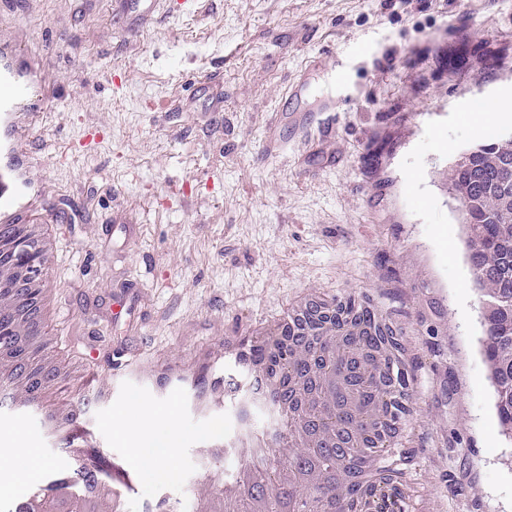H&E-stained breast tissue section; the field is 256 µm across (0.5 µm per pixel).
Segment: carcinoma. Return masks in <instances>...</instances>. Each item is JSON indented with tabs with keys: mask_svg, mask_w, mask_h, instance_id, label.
Returning a JSON list of instances; mask_svg holds the SVG:
<instances>
[{
	"mask_svg": "<svg viewBox=\"0 0 512 512\" xmlns=\"http://www.w3.org/2000/svg\"><path fill=\"white\" fill-rule=\"evenodd\" d=\"M448 183L465 227L468 260L483 291L480 353H512V137L494 131L462 153ZM497 421L512 424V362L492 379Z\"/></svg>",
	"mask_w": 512,
	"mask_h": 512,
	"instance_id": "1",
	"label": "carcinoma"
}]
</instances>
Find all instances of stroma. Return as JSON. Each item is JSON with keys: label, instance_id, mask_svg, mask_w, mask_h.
<instances>
[{"label": "stroma", "instance_id": "1", "mask_svg": "<svg viewBox=\"0 0 512 512\" xmlns=\"http://www.w3.org/2000/svg\"><path fill=\"white\" fill-rule=\"evenodd\" d=\"M0 38L38 91L14 142L56 229L54 341L79 366L69 394L93 402L85 426L131 476L130 512L154 484L121 428L171 429L182 512L205 485L192 439L239 428L228 362L213 374L234 393L207 412L161 364L219 349L305 290L370 291L414 342L415 405L388 454L402 512H512V440L447 180L484 139L473 107L512 100V0H161L135 33L114 0H22L0 9ZM475 48L497 63L462 67ZM306 70L294 109L335 97V130L265 156L279 95ZM1 438L21 443L15 493L29 455L64 461L36 413L0 407Z\"/></svg>", "mask_w": 512, "mask_h": 512}]
</instances>
